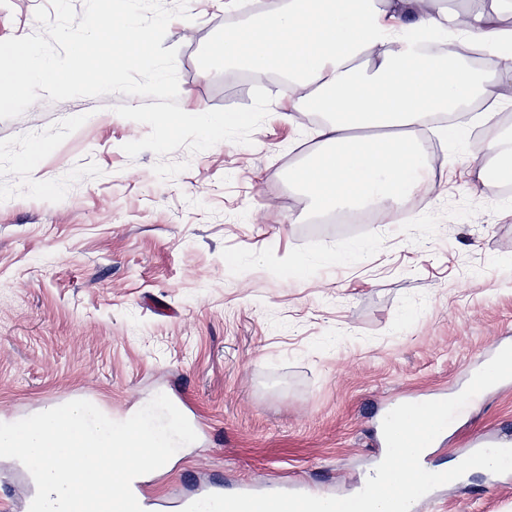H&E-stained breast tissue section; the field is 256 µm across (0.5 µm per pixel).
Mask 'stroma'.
I'll use <instances>...</instances> for the list:
<instances>
[{
	"label": "stroma",
	"mask_w": 512,
	"mask_h": 512,
	"mask_svg": "<svg viewBox=\"0 0 512 512\" xmlns=\"http://www.w3.org/2000/svg\"><path fill=\"white\" fill-rule=\"evenodd\" d=\"M49 0H0V40L41 32ZM188 0L170 22L180 107L190 114L280 98L281 78L224 68L226 27L252 13ZM111 94L53 102L0 120V422L83 399L123 421L178 390L207 427L168 466L173 491L230 494L288 469L352 495L372 462L363 449L392 392L466 386L471 354L512 327V193L471 192L476 143H436L411 224H314L289 180L313 150L309 129L267 116L252 145L221 142L153 172L148 134ZM479 434L512 445V384L488 389L448 432L430 466L445 470ZM33 489L0 458V507ZM435 512H512V487L475 473Z\"/></svg>",
	"instance_id": "35a3bbf8"
}]
</instances>
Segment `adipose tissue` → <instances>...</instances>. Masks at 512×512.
<instances>
[{
	"label": "adipose tissue",
	"mask_w": 512,
	"mask_h": 512,
	"mask_svg": "<svg viewBox=\"0 0 512 512\" xmlns=\"http://www.w3.org/2000/svg\"><path fill=\"white\" fill-rule=\"evenodd\" d=\"M398 0H288L224 32V61L285 74L288 109L322 116L315 149L290 175L315 210H375L380 221L407 224L404 207L425 164L415 133L438 115L487 101L478 119L493 147H479L482 186L512 180V137L498 133L493 87L512 82V27L483 12L414 9ZM491 58L473 65L467 50Z\"/></svg>",
	"instance_id": "1"
}]
</instances>
